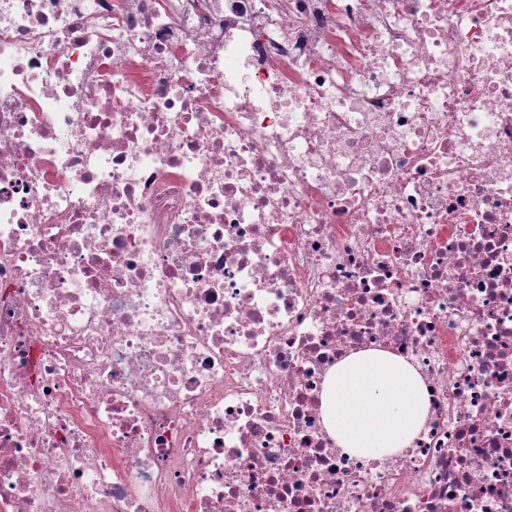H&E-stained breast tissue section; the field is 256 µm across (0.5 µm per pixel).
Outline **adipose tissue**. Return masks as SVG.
Listing matches in <instances>:
<instances>
[{
  "label": "adipose tissue",
  "instance_id": "ef3b65f1",
  "mask_svg": "<svg viewBox=\"0 0 512 512\" xmlns=\"http://www.w3.org/2000/svg\"><path fill=\"white\" fill-rule=\"evenodd\" d=\"M428 410L418 372L378 350L354 353L326 376L323 420L341 451L371 461L406 448Z\"/></svg>",
  "mask_w": 512,
  "mask_h": 512
}]
</instances>
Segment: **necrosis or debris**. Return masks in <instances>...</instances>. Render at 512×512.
<instances>
[{
	"label": "necrosis or debris",
	"mask_w": 512,
	"mask_h": 512,
	"mask_svg": "<svg viewBox=\"0 0 512 512\" xmlns=\"http://www.w3.org/2000/svg\"><path fill=\"white\" fill-rule=\"evenodd\" d=\"M0 512H512V0H0ZM427 410L418 372L384 351L349 355L324 382L322 412L328 433L343 453L370 461L406 448L423 427Z\"/></svg>",
	"instance_id": "1"
}]
</instances>
